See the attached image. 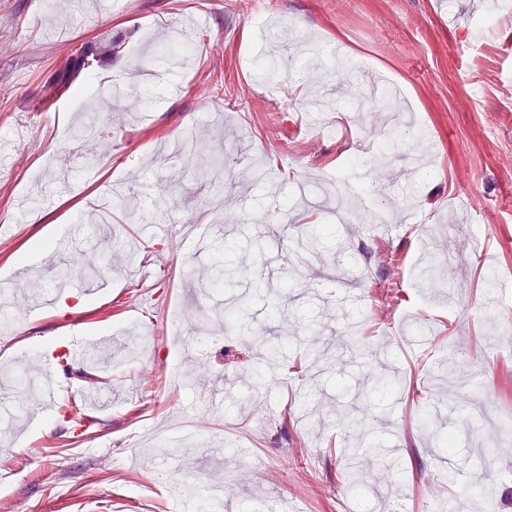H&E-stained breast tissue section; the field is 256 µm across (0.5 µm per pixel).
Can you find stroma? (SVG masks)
<instances>
[{
  "label": "stroma",
  "instance_id": "stroma-1",
  "mask_svg": "<svg viewBox=\"0 0 512 512\" xmlns=\"http://www.w3.org/2000/svg\"><path fill=\"white\" fill-rule=\"evenodd\" d=\"M184 27L190 49L164 54L149 113L101 136L94 176L72 166L70 190L37 207L43 222L16 220L31 185L84 149L85 104L103 108L113 82L138 84L135 64ZM106 31L124 37L123 55L76 78L82 99L38 107L57 59ZM297 41L318 49L316 63L261 77L259 63ZM364 70L421 132L383 159L396 126L387 109L356 112L370 96ZM322 96L325 111L309 116ZM2 135L22 163L0 165V314L50 293L56 243L73 227V257L111 265L97 294L0 334V406L18 415L0 427V512H177L174 482L195 475L234 488L237 512H512V368L496 359L512 346V16L483 0H89L67 20L49 0H0ZM259 157L271 182L249 173ZM367 172L385 199L361 194ZM116 180L151 199L169 189V231L113 207L104 257L84 224ZM340 193L354 213L345 224ZM193 223L238 256L221 295L185 275L210 252L172 247L170 233ZM313 224L335 225V238L310 242ZM381 248L396 272L373 264ZM238 308L250 332L222 331L215 315ZM182 319L208 334L180 335ZM270 329L289 342L268 375L257 336ZM106 337V368L56 369V402L75 410L39 412L18 375L42 379L50 348ZM381 373L404 389L363 399ZM424 407L428 430L415 424ZM439 430L454 434L451 454L436 448ZM357 436L359 498L341 484Z\"/></svg>",
  "mask_w": 512,
  "mask_h": 512
}]
</instances>
